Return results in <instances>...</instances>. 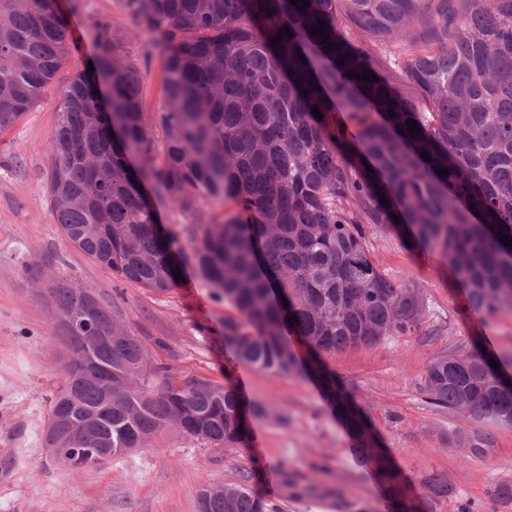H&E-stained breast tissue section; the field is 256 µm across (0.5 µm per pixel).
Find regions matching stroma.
I'll return each mask as SVG.
<instances>
[{
	"label": "stroma",
	"instance_id": "stroma-1",
	"mask_svg": "<svg viewBox=\"0 0 512 512\" xmlns=\"http://www.w3.org/2000/svg\"><path fill=\"white\" fill-rule=\"evenodd\" d=\"M77 44L37 105L0 133V512H197L205 483H240L268 496L280 512H396L375 461L359 455V438L312 379L273 376L238 363L221 339L224 305L185 271L164 295L114 279L65 242L50 211L46 183L50 136L60 111L59 89L93 52L97 24L106 22L126 64L142 78L146 112L159 111L161 57L151 35L122 0H59ZM379 269L419 289L421 327L373 347L326 357L341 392L363 415L373 447L383 449L405 499L416 512H512L495 497L512 483V428L478 424L436 407L421 387L434 357L489 345L512 353V315L485 320L470 310L444 258L407 249L398 228L364 227ZM71 279L110 305L116 321L175 373L231 385L246 402L265 403L245 443L215 450L174 431L147 447L90 468L51 459L44 436L66 349L59 339L52 275ZM490 437L482 453L446 442L450 429ZM288 471L273 494L267 469ZM447 478L451 493L432 498L426 479Z\"/></svg>",
	"mask_w": 512,
	"mask_h": 512
}]
</instances>
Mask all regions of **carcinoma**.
<instances>
[{"mask_svg": "<svg viewBox=\"0 0 512 512\" xmlns=\"http://www.w3.org/2000/svg\"><path fill=\"white\" fill-rule=\"evenodd\" d=\"M124 8L160 49L163 107L144 112L139 73L122 63L111 29L96 27L94 70L61 89L51 136L47 193L67 243L157 294L176 288V269L191 260L229 307L222 338L238 362L311 376L332 397L321 357L410 333L424 317L419 290L375 265L365 222L394 224L407 248L441 254L474 312L512 313V246L500 242L512 237V0H124ZM285 25L292 36L271 45ZM356 30L373 40L370 52L352 45ZM72 46L58 0H0V131L34 107ZM365 72L376 80L359 78ZM100 75L111 85L106 111ZM337 112L353 125L350 143L332 130ZM145 184L190 221L191 255L159 223ZM203 199L224 210L197 224ZM52 294L81 374L72 384L63 370L67 386L51 406L61 463L91 467L90 451L144 448L165 430L222 449L244 442L249 420L266 415L226 384L174 374L99 303L89 325L72 328L87 294L71 280L53 276ZM491 357L502 361L479 349L433 358L427 400L512 426V376ZM448 442L489 445L459 430ZM198 512L278 508L225 483L202 490Z\"/></svg>", "mask_w": 512, "mask_h": 512, "instance_id": "obj_1", "label": "carcinoma"}]
</instances>
